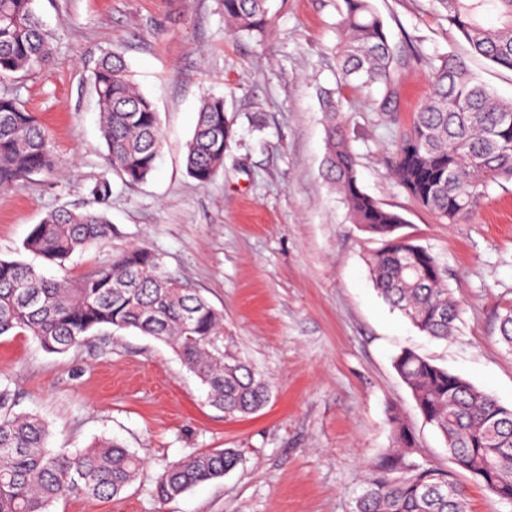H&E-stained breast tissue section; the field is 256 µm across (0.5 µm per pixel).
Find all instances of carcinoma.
Wrapping results in <instances>:
<instances>
[{
  "instance_id": "obj_1",
  "label": "carcinoma",
  "mask_w": 512,
  "mask_h": 512,
  "mask_svg": "<svg viewBox=\"0 0 512 512\" xmlns=\"http://www.w3.org/2000/svg\"><path fill=\"white\" fill-rule=\"evenodd\" d=\"M436 13L464 38L473 55L512 71V0H434ZM34 0H0V81L44 67L52 57L49 34ZM233 33L263 34L268 0H223ZM339 82L362 93L378 112L397 122L392 104L398 74L417 63L389 42L383 19L370 0H337ZM497 24H485V15ZM431 91L412 125L399 131L389 164L406 194L441 222L462 223L490 187L512 182V99L498 98L459 57L429 62ZM91 80L102 137L112 170L129 183L153 173L162 133L152 102L137 90L121 54L108 52ZM324 176L339 193L352 223L381 246L370 258L374 285L383 299L421 332L448 339L459 304L439 262L426 248L396 231L406 223L360 187L340 101L328 94ZM234 136L224 97L206 95L187 145L186 171L211 182ZM49 139L34 113L13 94H0V188L55 170ZM112 225L104 210L61 207L34 226L28 251L59 266L86 246L106 240ZM135 329L169 345L207 388L209 402L228 415L245 416L268 400L267 384L243 363L224 360V312L169 274L159 254L133 246L77 283L46 279L35 268L0 259V335L16 329L51 353L79 348L89 334ZM393 366L411 391L426 424L445 441L448 459L497 500L512 502V408L467 379L410 349ZM393 448L373 462L355 512H468L464 488L453 472L409 460L414 433L391 418ZM48 428L36 415L12 411L0 390V512H50L60 498L119 496L142 470L141 459L116 441L73 454L47 446ZM234 448L188 455L153 479L159 499L176 497L232 471Z\"/></svg>"
}]
</instances>
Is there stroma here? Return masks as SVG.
Returning a JSON list of instances; mask_svg holds the SVG:
<instances>
[{
  "instance_id": "obj_1",
  "label": "stroma",
  "mask_w": 512,
  "mask_h": 512,
  "mask_svg": "<svg viewBox=\"0 0 512 512\" xmlns=\"http://www.w3.org/2000/svg\"><path fill=\"white\" fill-rule=\"evenodd\" d=\"M263 37L231 33L222 0H35L54 51L44 68L0 82L45 129L57 169L0 189V258L50 279L77 281L137 245L224 312V358L264 378L269 402L245 417L212 406L165 343L135 330L87 337L65 354L29 333L0 336V390L39 416L49 446L71 454L114 439L143 461L109 500L62 498L50 512H354L369 465L392 447L390 418L413 430V461L450 468L392 361L409 348L512 406V351L499 323L512 307V183L492 186L466 222L445 224L391 176L398 125L336 88V0H271ZM392 44L423 59L456 55L499 96L512 71L470 56L433 0H372ZM154 103L162 130L152 176L130 184L112 171L90 75L108 51ZM395 104L410 124L430 91L421 65L400 75ZM340 91L362 189L448 272L460 304L448 340L426 336L377 292L369 271L377 239L351 223L324 177L321 99ZM223 97L234 120L224 165L207 185L185 169L201 100ZM108 180L111 237L59 266L24 249L50 211L84 209ZM212 448H234L223 478L161 500L152 478Z\"/></svg>"
}]
</instances>
